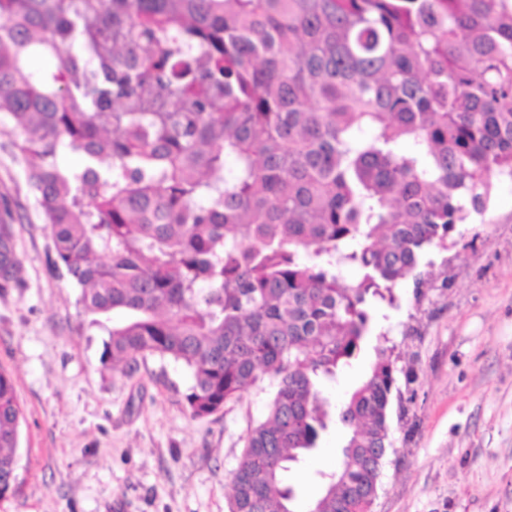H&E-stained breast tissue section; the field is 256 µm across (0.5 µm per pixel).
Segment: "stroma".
I'll return each instance as SVG.
<instances>
[{"label":"stroma","mask_w":512,"mask_h":512,"mask_svg":"<svg viewBox=\"0 0 512 512\" xmlns=\"http://www.w3.org/2000/svg\"><path fill=\"white\" fill-rule=\"evenodd\" d=\"M0 124V205L21 260L0 288V369L23 410L17 483L0 512H229L231 476L250 424L265 418L271 382L225 412L192 418L189 372L150 357L130 372L103 364L105 333L51 273L49 231L25 164ZM419 277L381 306L376 336L327 388L342 404L392 347L400 391L372 512H512V180L484 215L429 249ZM346 435L330 428L293 473L299 507L317 498Z\"/></svg>","instance_id":"obj_1"}]
</instances>
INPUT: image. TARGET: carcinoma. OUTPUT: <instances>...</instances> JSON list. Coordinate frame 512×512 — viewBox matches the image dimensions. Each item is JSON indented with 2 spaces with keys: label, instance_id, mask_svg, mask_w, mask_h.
Masks as SVG:
<instances>
[{
  "label": "carcinoma",
  "instance_id": "obj_1",
  "mask_svg": "<svg viewBox=\"0 0 512 512\" xmlns=\"http://www.w3.org/2000/svg\"><path fill=\"white\" fill-rule=\"evenodd\" d=\"M0 18V120L103 364H182L195 419L275 383L229 512H296L286 476L333 421L311 512H370L395 361L376 349L335 411L322 384L512 179V0H0ZM20 267L3 221L0 281ZM21 419L0 370V498Z\"/></svg>",
  "mask_w": 512,
  "mask_h": 512
}]
</instances>
